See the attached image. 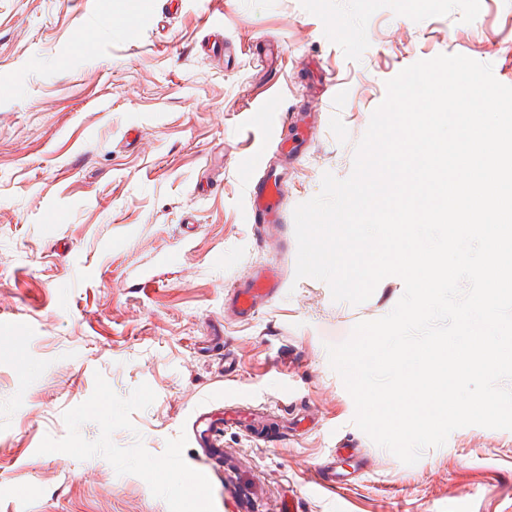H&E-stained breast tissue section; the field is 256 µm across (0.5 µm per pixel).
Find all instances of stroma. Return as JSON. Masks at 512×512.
Returning a JSON list of instances; mask_svg holds the SVG:
<instances>
[{
  "instance_id": "1",
  "label": "stroma",
  "mask_w": 512,
  "mask_h": 512,
  "mask_svg": "<svg viewBox=\"0 0 512 512\" xmlns=\"http://www.w3.org/2000/svg\"><path fill=\"white\" fill-rule=\"evenodd\" d=\"M134 7L0 0V512H186L162 479L204 465L208 512H512V431L457 429L408 466L356 426L327 348L404 284L352 305L296 279L293 221L260 229L246 190L285 168L292 210L348 177L416 61L512 86V0ZM294 112L308 146L287 157ZM264 264L282 289L239 319L225 299ZM245 404L304 422L269 446L227 430L210 458L196 417ZM326 465L346 484L319 487Z\"/></svg>"
}]
</instances>
